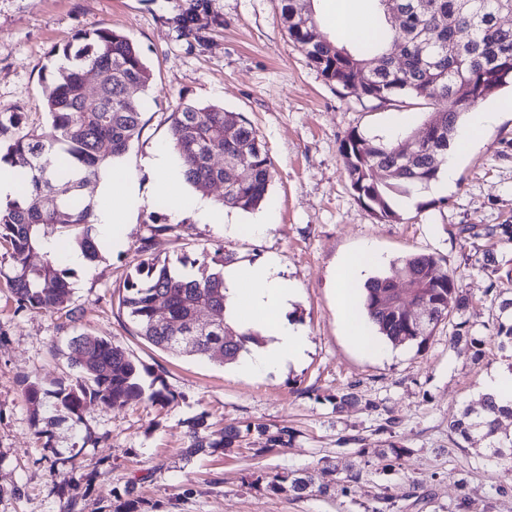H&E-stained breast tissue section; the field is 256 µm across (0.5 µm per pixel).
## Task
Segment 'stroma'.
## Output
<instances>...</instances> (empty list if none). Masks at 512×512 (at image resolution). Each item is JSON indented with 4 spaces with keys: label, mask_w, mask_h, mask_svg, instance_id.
Segmentation results:
<instances>
[{
    "label": "stroma",
    "mask_w": 512,
    "mask_h": 512,
    "mask_svg": "<svg viewBox=\"0 0 512 512\" xmlns=\"http://www.w3.org/2000/svg\"><path fill=\"white\" fill-rule=\"evenodd\" d=\"M185 0H0V115L18 114L22 129L48 128L45 89L64 48L106 27L127 35L152 70L143 97V129L119 159L146 198L126 225L123 246H105L96 262L72 267L81 319L18 308L0 276V512H115L134 484V512H512V471L488 457L485 441H463L449 423L478 405L481 379L512 367V348L496 335L501 312L494 257L512 268V242L472 237L462 226L512 224V89L497 125L460 159L442 202L430 190L397 202L398 217L379 220L351 188L340 145L353 130L388 142L419 129L428 105L382 104L328 82L292 42L279 0H209L206 39L181 36ZM216 104L240 113L273 164L267 233L225 234L223 225L174 220L168 196L154 193L145 161L169 137L179 102ZM173 224L158 235L154 223ZM370 243L385 262L433 254L454 271L469 299L438 325L424 347L392 348L385 358L358 349L336 310L332 271ZM149 252H142V245ZM233 253L257 264L278 257L299 292L288 311L309 336L301 365L259 379L234 375L218 360L177 356L150 345L118 307L123 282L146 255L176 259ZM85 332L123 346L144 368V384L162 379L174 400L121 408L88 405L51 436L38 434L24 395L26 381L55 389L76 377L64 354ZM482 352L449 344L453 333ZM356 405L336 412L333 396ZM206 415L211 430L263 422L296 432L290 447L261 451L249 435L232 451L184 460L186 419ZM409 448L382 456L386 442ZM313 473L321 489L297 499L270 487L290 471Z\"/></svg>",
    "instance_id": "stroma-1"
}]
</instances>
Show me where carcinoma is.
Masks as SVG:
<instances>
[{"instance_id":"carcinoma-1","label":"carcinoma","mask_w":512,"mask_h":512,"mask_svg":"<svg viewBox=\"0 0 512 512\" xmlns=\"http://www.w3.org/2000/svg\"><path fill=\"white\" fill-rule=\"evenodd\" d=\"M375 2L384 17L395 8L401 12L403 35H395L384 20L359 47L348 49L334 40L311 42L309 26L292 21L294 14L305 8L310 26L315 25L310 3L280 0L281 18L290 39L327 80L347 89L355 69L379 57L381 66L371 74L365 97L381 103L410 97L434 106L420 131L411 137L412 152L394 178H384L383 170L394 165L397 146L377 143L356 131L341 143L352 189L368 201L376 216L392 220L397 218L396 198L437 180L464 114L478 105L474 99L461 103L456 94L482 80H493L501 87L512 82V27L497 26L501 0ZM208 10V0H188L174 18L181 34L198 37L203 29L200 16ZM460 28L469 29L468 39H453ZM81 39L85 44L75 57L89 61L91 71L104 76L94 103H88L86 74L62 68L46 93L51 118L48 129L24 132L0 119V166L13 168L21 187L19 199L0 208V246L11 260L7 284L20 308L62 312L73 320L78 319V309L73 306L64 255L76 247L90 263L101 258L92 236L94 203L82 190L109 160L121 158L139 137L145 104L130 90L144 91L151 81L150 69L127 36L103 27ZM443 102L448 108L440 107ZM168 121V146L179 156L187 184L199 190L216 182L224 184L219 203L229 209L252 211L267 201L272 162L256 131L241 115L216 105L182 101ZM217 155L222 156L219 164L214 162ZM242 162L251 166L246 179L238 175ZM37 252L42 253V260L34 264L30 256ZM233 261V256L218 253H203L192 260L149 257L126 276L119 307L137 335L163 351L211 357L220 348L221 359L234 362L247 345H262L265 338L255 330H239L224 317V265ZM159 302L166 307L165 320L157 315ZM363 305L378 335L395 346L415 344L420 348L439 323L464 307L465 298L457 277L441 267L439 258L412 254L366 281ZM207 306L216 308L215 315L222 322L215 339L191 347L180 345L177 337L184 335ZM419 306L429 311L424 324L412 317ZM66 357L77 371L74 383L54 390L34 382L26 387L34 417L44 423L42 434L56 422L43 416L47 411H63L79 419L87 403L94 401L110 409L145 397L162 404L171 402L162 389L145 394L139 366L124 347L109 339L85 333L74 336ZM504 418L512 419V407L502 408L492 398L483 397L479 410L465 409L449 429L465 441L481 434L497 458L503 456V449H512V435L499 436ZM187 428L189 458L235 448L252 433L264 440L267 451L286 448L295 438L291 429L263 423H248L243 429L230 425L215 435L208 432L203 414L187 421ZM315 483L314 474L295 471L281 477L271 489L300 499L312 492Z\"/></svg>"}]
</instances>
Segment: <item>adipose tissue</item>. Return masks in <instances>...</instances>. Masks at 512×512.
Segmentation results:
<instances>
[{
    "label": "adipose tissue",
    "mask_w": 512,
    "mask_h": 512,
    "mask_svg": "<svg viewBox=\"0 0 512 512\" xmlns=\"http://www.w3.org/2000/svg\"><path fill=\"white\" fill-rule=\"evenodd\" d=\"M495 111L475 112L457 132L448 161L431 186L432 191L447 189L456 175L459 158L479 134L495 122ZM155 171L157 191L170 194L174 215L190 211L202 224H220L224 221L221 206L213 200L196 194L182 196L173 187L181 178V167L171 157L167 146H158L151 160ZM102 203L97 220L103 237H110L117 228L127 224L130 214L142 204L136 176H124L122 182L103 177ZM381 257L369 244L363 245L336 271V302L345 329L358 346L374 356L388 354L389 348L374 332V327L362 314L357 287L365 272L379 263ZM224 284L229 295V315L245 329L261 330L268 341L250 347L235 364L237 374L244 378H262L303 361L308 349L305 330L288 317L289 303L296 294L293 282L284 276V269L276 260L244 268L228 265L224 268Z\"/></svg>",
    "instance_id": "adipose-tissue-1"
}]
</instances>
